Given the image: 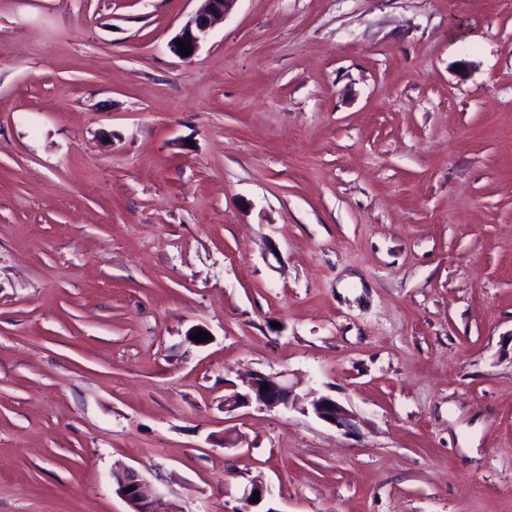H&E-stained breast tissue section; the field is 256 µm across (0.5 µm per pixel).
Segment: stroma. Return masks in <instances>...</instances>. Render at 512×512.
Returning <instances> with one entry per match:
<instances>
[{
  "label": "stroma",
  "instance_id": "obj_1",
  "mask_svg": "<svg viewBox=\"0 0 512 512\" xmlns=\"http://www.w3.org/2000/svg\"><path fill=\"white\" fill-rule=\"evenodd\" d=\"M198 6L0 0V512H512V0ZM202 5L191 14L169 41L170 50L182 59H192L208 40L214 21L226 16L232 9L235 0H200ZM177 39H182L192 46L191 55L182 56L179 53ZM267 388L262 390V385ZM301 399L294 397L292 390L282 380L275 377L258 375L247 382L246 387L238 391L237 388L227 397H224V406L240 408L251 405L253 402L269 410L276 408L288 409L289 405H297ZM303 399L307 400L311 410L320 420L340 429L351 427V416L336 399L318 395L316 390H310ZM112 478L116 486L115 490L128 504L129 512H159L135 470L128 469L115 473ZM128 487H132V491H128Z\"/></svg>",
  "mask_w": 512,
  "mask_h": 512
}]
</instances>
